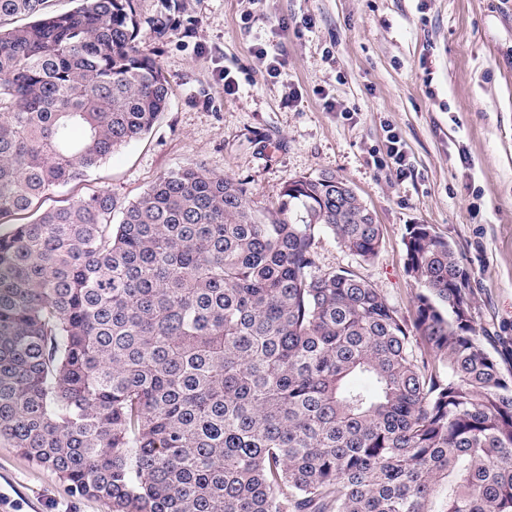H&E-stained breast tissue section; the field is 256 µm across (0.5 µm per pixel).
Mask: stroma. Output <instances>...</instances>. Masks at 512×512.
<instances>
[{
  "instance_id": "stroma-1",
  "label": "stroma",
  "mask_w": 512,
  "mask_h": 512,
  "mask_svg": "<svg viewBox=\"0 0 512 512\" xmlns=\"http://www.w3.org/2000/svg\"><path fill=\"white\" fill-rule=\"evenodd\" d=\"M143 46L172 91L168 112L140 142L113 154L52 204L110 191L142 194L190 165L234 178L271 208L292 180L344 177L380 224L364 264L330 231L322 269L357 266L404 319L416 288L406 273L409 225L431 224L463 253L477 329L512 348V0H137ZM249 20H242L243 11ZM163 23L164 35L152 24ZM284 54L269 78L255 44ZM237 82L224 92L221 70ZM395 131L408 170L386 155ZM0 512H109L99 499L0 444Z\"/></svg>"
}]
</instances>
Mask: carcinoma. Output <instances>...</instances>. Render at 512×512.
Instances as JSON below:
<instances>
[{"mask_svg":"<svg viewBox=\"0 0 512 512\" xmlns=\"http://www.w3.org/2000/svg\"><path fill=\"white\" fill-rule=\"evenodd\" d=\"M0 0V443L111 512H512V352L463 254L412 224L408 322L342 176L275 208L202 165L45 206L170 106L137 0Z\"/></svg>","mask_w":512,"mask_h":512,"instance_id":"obj_1","label":"carcinoma"}]
</instances>
